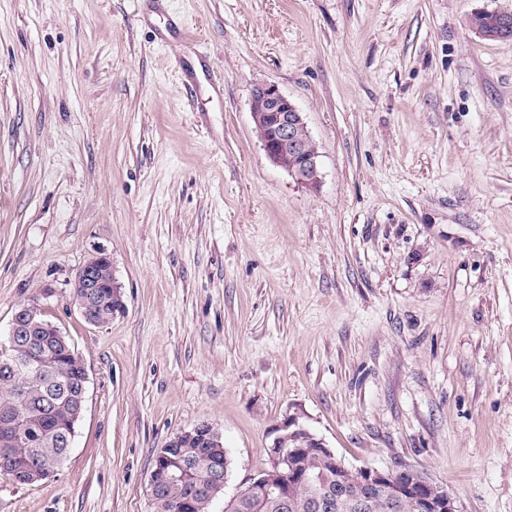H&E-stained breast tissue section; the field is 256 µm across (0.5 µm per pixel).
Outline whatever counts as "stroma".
<instances>
[{"instance_id": "35a3bbf8", "label": "stroma", "mask_w": 512, "mask_h": 512, "mask_svg": "<svg viewBox=\"0 0 512 512\" xmlns=\"http://www.w3.org/2000/svg\"><path fill=\"white\" fill-rule=\"evenodd\" d=\"M512 0H0V336L39 299L89 382L69 460L0 512H153L207 423L226 503L296 421L343 463L512 512ZM276 84L309 189L250 114ZM104 253L123 306L72 303ZM496 18L493 15H474L472 19H468V24L478 27L483 30H492L496 25L495 31L491 33H482L476 31V33L487 40L491 41H504L512 40V13L509 12H495ZM251 118L267 157L309 189L321 183L319 152L302 112L274 83L251 90ZM106 272L112 276V261L110 257L104 253H100L90 258L77 272L73 288L75 292L84 291L83 297L76 299L74 302L77 305L78 311L82 318L90 325H97V320L94 318V303L90 296L89 288H95L92 295L95 299L97 319L99 325L109 322L112 313L108 308L107 300L109 297V288H98L101 283H107L110 279ZM81 288V289H79ZM221 437V434L209 424H200L190 430L180 431L157 453L154 463L156 468L151 472L150 483L154 475L158 471H162V474L171 484L181 485L186 467L193 459V456L188 455L187 451L194 448L193 454L198 458V465L195 467L191 478L198 485L205 481L209 475V470L214 467L209 477V485L204 489L210 497H213L224 489L226 470L223 471L216 467L224 465V448H209L204 441L196 443L200 438L210 443H218ZM191 446L192 448H190ZM173 448H180V451L172 456L170 451Z\"/></svg>"}]
</instances>
